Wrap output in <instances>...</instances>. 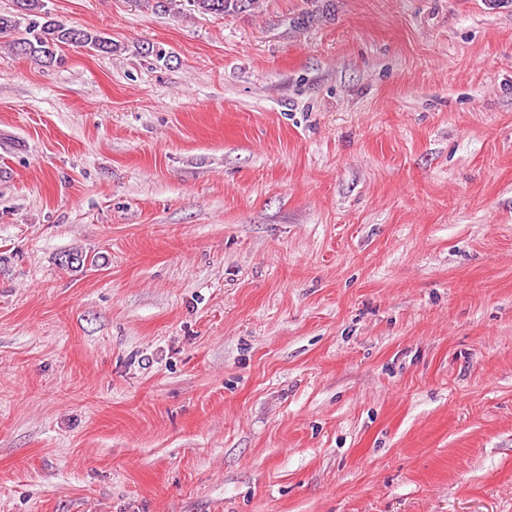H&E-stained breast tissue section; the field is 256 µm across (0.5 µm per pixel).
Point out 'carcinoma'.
Returning a JSON list of instances; mask_svg holds the SVG:
<instances>
[{
  "instance_id": "obj_1",
  "label": "carcinoma",
  "mask_w": 512,
  "mask_h": 512,
  "mask_svg": "<svg viewBox=\"0 0 512 512\" xmlns=\"http://www.w3.org/2000/svg\"><path fill=\"white\" fill-rule=\"evenodd\" d=\"M202 14L223 16L243 11L256 0H187ZM0 38L18 56L51 64L63 46L81 47L110 55L114 44L106 33L68 25L52 16L44 0H13L10 11L0 12Z\"/></svg>"
}]
</instances>
